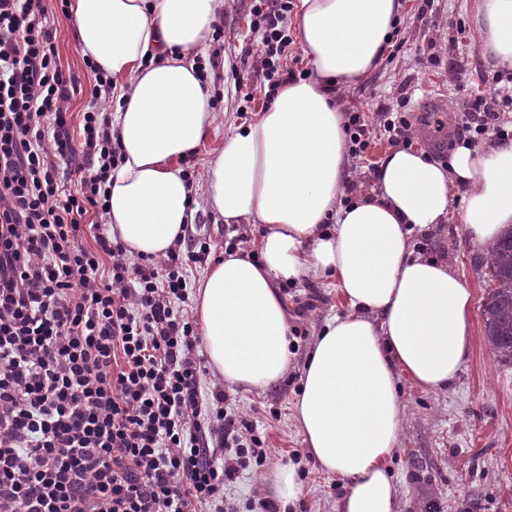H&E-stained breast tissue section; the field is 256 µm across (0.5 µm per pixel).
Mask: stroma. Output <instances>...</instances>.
I'll use <instances>...</instances> for the list:
<instances>
[{
	"instance_id": "obj_1",
	"label": "stroma",
	"mask_w": 512,
	"mask_h": 512,
	"mask_svg": "<svg viewBox=\"0 0 512 512\" xmlns=\"http://www.w3.org/2000/svg\"><path fill=\"white\" fill-rule=\"evenodd\" d=\"M252 0H224V33L208 55L207 72L214 89L219 120L200 151L186 160L194 175L195 198L204 201L206 169L213 149L241 123L244 96L256 92L262 76L250 65L256 41L247 26ZM436 15L438 28L428 25ZM55 44L65 73L81 84L92 82L75 44L69 16L55 13ZM460 71L449 77V62ZM502 65L485 60L475 22V0H405L399 32L377 67L363 80L341 86V109L366 104L369 92L382 103L416 111L424 102L448 101L447 144L429 154L431 162L447 161L459 143L454 130L475 95L487 92ZM464 202L455 196L446 224L431 231L425 254L445 257L473 292L470 315L471 347L458 377L448 389L428 391L401 380L399 396L405 406L400 442L391 460L400 512H512V367L501 365L490 349L478 308L487 289L488 265L479 245L463 223ZM288 306L289 334L299 346L288 374L256 394L230 386L226 392L240 412L249 414L275 462L290 463L292 450L301 453L307 472L299 497L301 512H336L345 489L322 473L307 451L294 419L293 403L306 354L324 321L341 312L342 302L331 285L306 281L282 290ZM313 308L297 309L305 302ZM235 512H258L257 499H275L272 488L246 471L224 494Z\"/></svg>"
}]
</instances>
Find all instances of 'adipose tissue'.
<instances>
[{
  "label": "adipose tissue",
  "instance_id": "ef3b65f1",
  "mask_svg": "<svg viewBox=\"0 0 512 512\" xmlns=\"http://www.w3.org/2000/svg\"><path fill=\"white\" fill-rule=\"evenodd\" d=\"M402 0H299L296 26L312 75L283 86L270 108L225 136L208 176V208L226 225L255 220L258 256L213 259L197 282L194 319L225 383L262 391L291 363L285 285L333 284L328 317L300 375L295 419L310 455L342 481L337 512H398L389 462L404 407L400 378L448 388L470 349L472 293L447 261L415 253L411 236L448 218L466 192L464 222L491 251L512 225V145H457L447 164L398 149L374 186L340 199L343 114L333 85L365 77L385 55ZM224 0H73L80 54L112 81L122 161L110 175L113 234L160 259L195 224L184 162L217 112L195 63L207 55ZM485 56L512 65V0H477Z\"/></svg>",
  "mask_w": 512,
  "mask_h": 512
}]
</instances>
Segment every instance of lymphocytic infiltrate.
Instances as JSON below:
<instances>
[{"mask_svg": "<svg viewBox=\"0 0 512 512\" xmlns=\"http://www.w3.org/2000/svg\"><path fill=\"white\" fill-rule=\"evenodd\" d=\"M290 10L252 0L249 11L266 108L305 75ZM52 14L47 0H0V512H224L226 487L268 450L223 386H202L186 269L210 245L157 264L109 236L112 85L95 73L74 142L65 114L79 85L58 61ZM507 104L505 87L478 95L460 136L511 145ZM411 127L384 104L350 111L349 152L407 141ZM90 212L91 248L79 241Z\"/></svg>", "mask_w": 512, "mask_h": 512, "instance_id": "f902f5d3", "label": "lymphocytic infiltrate"}]
</instances>
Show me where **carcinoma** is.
I'll use <instances>...</instances> for the list:
<instances>
[{
  "label": "carcinoma",
  "instance_id": "cac0c4a2",
  "mask_svg": "<svg viewBox=\"0 0 512 512\" xmlns=\"http://www.w3.org/2000/svg\"><path fill=\"white\" fill-rule=\"evenodd\" d=\"M484 333L500 364L512 366V229L497 241L487 295L481 304Z\"/></svg>",
  "mask_w": 512,
  "mask_h": 512
}]
</instances>
